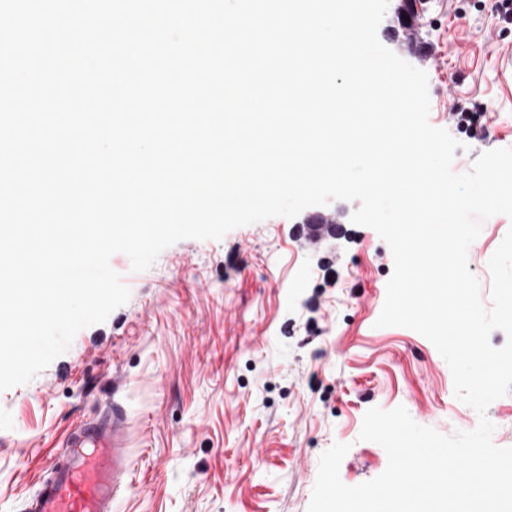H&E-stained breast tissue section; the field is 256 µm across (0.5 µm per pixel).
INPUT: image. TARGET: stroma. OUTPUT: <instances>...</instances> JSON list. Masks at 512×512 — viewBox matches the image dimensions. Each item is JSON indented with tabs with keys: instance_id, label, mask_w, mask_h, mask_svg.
Instances as JSON below:
<instances>
[{
	"instance_id": "1",
	"label": "stroma",
	"mask_w": 512,
	"mask_h": 512,
	"mask_svg": "<svg viewBox=\"0 0 512 512\" xmlns=\"http://www.w3.org/2000/svg\"><path fill=\"white\" fill-rule=\"evenodd\" d=\"M399 2L389 0L377 36L426 72L430 124L454 131L458 99L488 110L483 140L454 132V171L512 147V23L500 0H421L409 35L392 21ZM357 208L326 204L337 234L317 245L299 215L181 240L140 272L114 254L127 303L29 383L0 391V512H21L65 431L114 398L129 419L132 469L112 512H307L334 443L349 447L344 484L386 469L384 448L359 438L373 407H405L446 436L474 430L480 416L455 398L435 346L409 328L377 327L393 258L374 229L352 223ZM511 229V218L492 216L468 249L482 300Z\"/></svg>"
}]
</instances>
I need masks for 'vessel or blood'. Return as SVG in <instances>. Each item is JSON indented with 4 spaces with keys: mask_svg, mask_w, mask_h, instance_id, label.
Listing matches in <instances>:
<instances>
[{
    "mask_svg": "<svg viewBox=\"0 0 512 512\" xmlns=\"http://www.w3.org/2000/svg\"><path fill=\"white\" fill-rule=\"evenodd\" d=\"M128 418L119 402L74 424L39 477L23 512H112L127 488Z\"/></svg>",
    "mask_w": 512,
    "mask_h": 512,
    "instance_id": "1",
    "label": "vessel or blood"
}]
</instances>
